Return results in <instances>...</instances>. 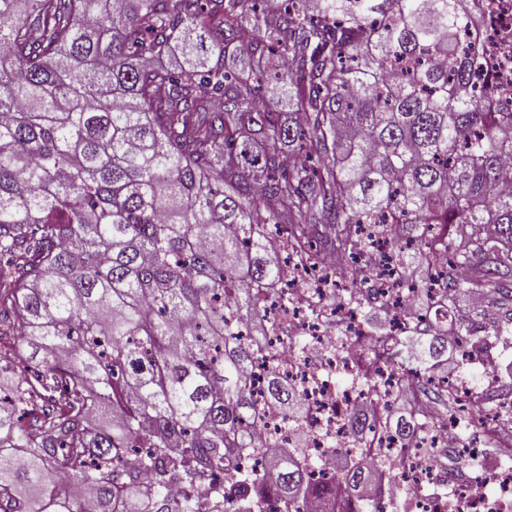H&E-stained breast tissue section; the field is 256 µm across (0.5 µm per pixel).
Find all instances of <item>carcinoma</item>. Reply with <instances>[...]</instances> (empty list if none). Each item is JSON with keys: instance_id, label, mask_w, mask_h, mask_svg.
<instances>
[{"instance_id": "cac0c4a2", "label": "carcinoma", "mask_w": 512, "mask_h": 512, "mask_svg": "<svg viewBox=\"0 0 512 512\" xmlns=\"http://www.w3.org/2000/svg\"><path fill=\"white\" fill-rule=\"evenodd\" d=\"M0 0V499L9 512H301L313 495L356 512L393 480L371 451L401 449L448 419L372 401L342 409L349 447L333 486L313 488L306 407L271 367L264 402L288 446L266 471L236 457L262 449L255 363L279 324L262 297L288 277L267 226L294 251L318 240L336 270L366 259L364 224L398 257L419 259L416 322L388 334L366 282L335 305L359 314L341 332L342 391L368 392L396 354L404 391L448 363V318L481 291L512 297V112L471 85L470 0ZM248 45L251 77L224 65ZM174 52L176 70L146 58ZM268 88L295 111L261 110ZM296 146L289 166L282 145ZM473 224H494L490 238ZM448 255L435 273L433 259ZM457 318V317H455ZM264 326L234 333L232 322ZM510 325L494 323L478 343ZM459 333L469 319L457 318ZM121 448L135 468L112 476ZM224 487L195 502L176 483Z\"/></svg>"}]
</instances>
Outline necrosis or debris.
I'll use <instances>...</instances> for the list:
<instances>
[{"instance_id": "necrosis-or-debris-1", "label": "necrosis or debris", "mask_w": 512, "mask_h": 512, "mask_svg": "<svg viewBox=\"0 0 512 512\" xmlns=\"http://www.w3.org/2000/svg\"><path fill=\"white\" fill-rule=\"evenodd\" d=\"M481 18L478 31L466 38L464 51L478 50L482 67L474 84L502 89L512 85V0H473ZM395 255L389 245L374 251L372 262L358 265L357 273L378 288L384 301L387 326L391 335H402L412 319L410 299L417 293L395 281ZM288 304L274 297L265 299L264 308L289 331L312 336L313 344L304 358L282 350L277 366L298 386L307 405L309 447L320 458L315 480L324 482L336 471L332 441L344 439L347 430L339 414L343 404L362 402L361 392L349 390L338 394L330 377L343 363L336 355L334 319L315 313L317 301L331 302L336 277L330 268L304 267L291 260L288 279ZM470 415L475 433L468 445L459 440L460 423L449 417L447 423L421 431L411 451H400L388 436L377 440L383 464L396 474L393 485L383 486L377 497L381 501L401 503L400 512H512V452L488 458V441L512 442V425L500 423L497 414L488 413L484 405L474 404ZM494 471V487L486 489L478 472Z\"/></svg>"}]
</instances>
